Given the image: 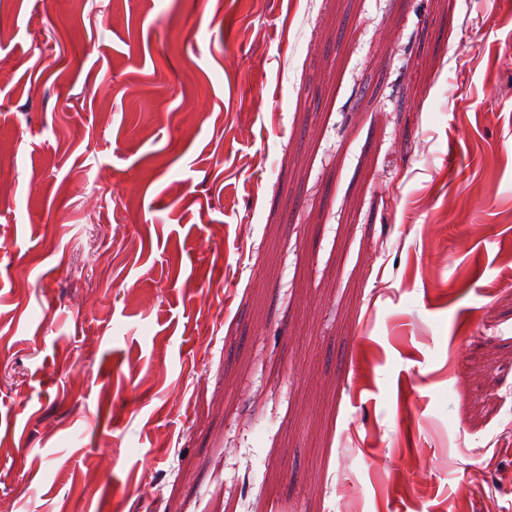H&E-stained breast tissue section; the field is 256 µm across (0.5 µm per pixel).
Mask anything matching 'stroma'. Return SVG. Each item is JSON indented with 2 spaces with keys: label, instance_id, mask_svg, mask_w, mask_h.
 <instances>
[{
  "label": "stroma",
  "instance_id": "stroma-1",
  "mask_svg": "<svg viewBox=\"0 0 512 512\" xmlns=\"http://www.w3.org/2000/svg\"><path fill=\"white\" fill-rule=\"evenodd\" d=\"M0 512H512V0H0Z\"/></svg>",
  "mask_w": 512,
  "mask_h": 512
}]
</instances>
